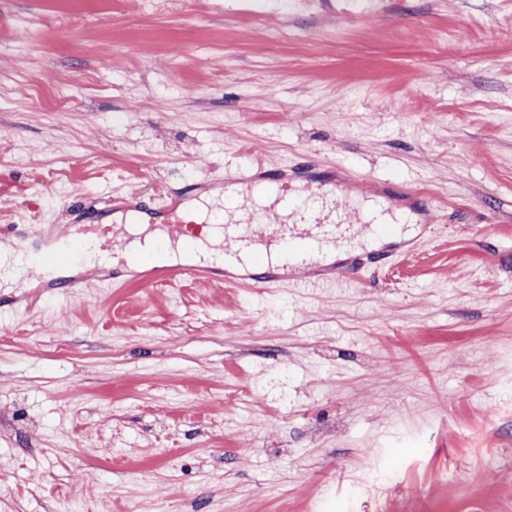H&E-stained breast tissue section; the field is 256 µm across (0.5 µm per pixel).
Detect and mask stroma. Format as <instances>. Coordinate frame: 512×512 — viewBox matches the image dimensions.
I'll return each instance as SVG.
<instances>
[{
	"mask_svg": "<svg viewBox=\"0 0 512 512\" xmlns=\"http://www.w3.org/2000/svg\"><path fill=\"white\" fill-rule=\"evenodd\" d=\"M305 158L344 191L290 223L388 256L353 286L76 260L69 297L0 292V512H512V0H0V234L28 251L77 207ZM103 257L105 265L103 272L106 273L104 276L106 280L122 284H145L150 281L149 277L158 282H172L186 278L213 281L243 280L250 285H256L260 288H280L282 284L288 282V274L280 273L279 268L272 267L269 262L266 270L262 273L248 271L241 273L239 270L229 267L224 268L223 272L222 270L215 271L191 264H165L159 260L157 255L143 256L133 254L128 256V265L125 270L115 272L107 266V251L103 252ZM135 267L147 268V270L143 275L130 276Z\"/></svg>",
	"mask_w": 512,
	"mask_h": 512,
	"instance_id": "stroma-1",
	"label": "stroma"
}]
</instances>
